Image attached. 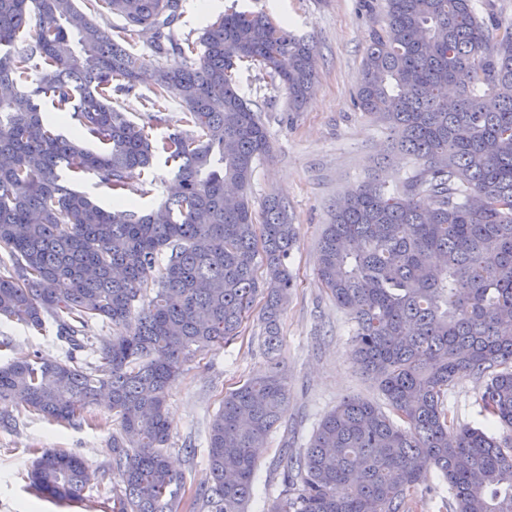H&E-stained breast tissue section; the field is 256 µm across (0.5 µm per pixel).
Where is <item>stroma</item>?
<instances>
[{
    "label": "stroma",
    "mask_w": 512,
    "mask_h": 512,
    "mask_svg": "<svg viewBox=\"0 0 512 512\" xmlns=\"http://www.w3.org/2000/svg\"><path fill=\"white\" fill-rule=\"evenodd\" d=\"M222 7L261 10L274 20H286L296 34L313 37L319 52L316 89L299 112L289 111L284 91L269 74L244 67L235 73L240 94L260 114L272 146L271 155L256 165L252 202L258 207L268 197L283 198L298 230L288 258L295 286L280 321L287 422L256 458L255 495L247 509L267 512L283 488L282 471L276 466L282 452L296 455L307 448L320 420L343 398L382 399L376 384L350 355L352 320L336 307L316 277L317 245L336 201L372 175L379 159L387 161L393 189L413 172L414 164L405 155L383 157L389 130L354 104L369 33L376 25L375 15L366 12L360 0H222ZM127 47L144 61L147 72L133 90L114 94V107L155 138L183 129L177 100H169L157 120L149 119L145 101L153 94V71L181 67L185 58L169 42H157L150 29L136 32ZM262 329L259 318L251 317L236 339L186 362L170 390L166 455L186 488L209 482L207 428L225 392L266 368L259 346ZM0 336L11 339L10 349L0 351V365L34 354L59 361L69 350L52 325L39 332L2 320ZM482 386V380L464 375L449 387L445 404L455 423L486 427L478 402ZM93 412L92 425L71 427L22 413L12 427H0V512H103L113 490L124 486L121 472L112 467L108 447L118 421L104 406H94ZM43 448L76 454L98 474L82 501L58 503L29 487V468Z\"/></svg>",
    "instance_id": "35a3bbf8"
}]
</instances>
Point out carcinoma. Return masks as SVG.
I'll list each match as a JSON object with an SVG mask.
<instances>
[{
	"instance_id": "carcinoma-1",
	"label": "carcinoma",
	"mask_w": 512,
	"mask_h": 512,
	"mask_svg": "<svg viewBox=\"0 0 512 512\" xmlns=\"http://www.w3.org/2000/svg\"><path fill=\"white\" fill-rule=\"evenodd\" d=\"M101 7L125 33L169 40L180 0H0V319L36 331L51 320L70 345L64 362L0 367V425L16 411L80 424L103 398L119 419L109 447L124 477L107 512H178L183 477L162 451L169 389L197 352L239 335L260 297L267 368L224 395L209 427L211 484L192 494L209 512H246L256 451L288 412L279 319L296 227L288 203L271 198L257 212L248 197L271 146L234 71H267L299 112L318 80L316 45L261 11L218 16L185 39L184 66L156 71L147 109L159 114L173 96L188 129L153 140L112 106V91L132 89L145 65L87 14ZM491 25L488 0L482 15L474 0H385L355 105L417 168L393 191L374 177L336 203L317 276L351 316L352 353L391 413L343 399L308 448L279 458L285 482L299 484L268 512H409L431 469L448 484L450 512H512V437L457 425L444 406L470 374L484 380L486 420L512 430V24L495 42ZM42 100L73 113L77 137L57 132ZM159 158L179 191L148 213L107 211L61 184L66 169L144 196L142 175ZM99 320L125 331L90 346ZM87 347L92 361L80 364ZM28 479L79 501L97 476L80 456L44 448Z\"/></svg>"
}]
</instances>
